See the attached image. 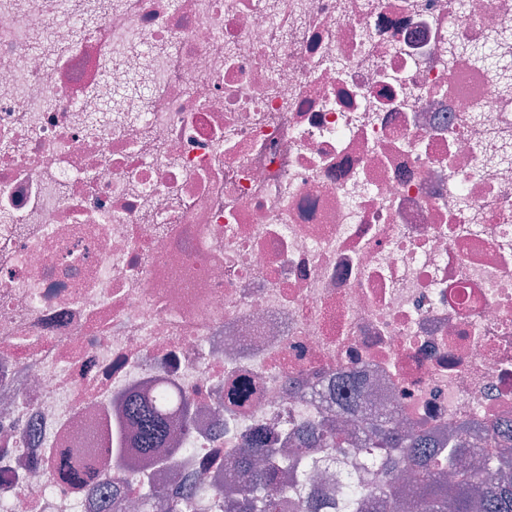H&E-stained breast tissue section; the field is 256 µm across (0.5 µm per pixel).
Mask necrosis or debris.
<instances>
[{
    "label": "necrosis or debris",
    "mask_w": 512,
    "mask_h": 512,
    "mask_svg": "<svg viewBox=\"0 0 512 512\" xmlns=\"http://www.w3.org/2000/svg\"><path fill=\"white\" fill-rule=\"evenodd\" d=\"M153 387L173 493L302 422L368 490L366 423L512 424V0H0V512L138 486L103 410ZM342 435L336 431V429L325 428L321 430L320 435L317 436V439L314 441L316 443L317 448H328L330 450V456H327V463L330 466L341 465L342 458L339 453L344 451V443L346 442V438L342 439ZM335 453V454H333Z\"/></svg>",
    "instance_id": "necrosis-or-debris-1"
}]
</instances>
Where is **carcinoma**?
I'll return each instance as SVG.
<instances>
[{
  "label": "carcinoma",
  "mask_w": 512,
  "mask_h": 512,
  "mask_svg": "<svg viewBox=\"0 0 512 512\" xmlns=\"http://www.w3.org/2000/svg\"><path fill=\"white\" fill-rule=\"evenodd\" d=\"M169 406L153 399V391L141 392L123 404V416L136 426V445L146 457L156 456L169 442ZM346 439L332 428L321 430L316 447L327 448V463L342 464L340 453ZM484 444L492 452L482 456L475 469L457 473L453 481L442 479L466 452L455 437L448 447L429 442L422 435L403 433L386 422L369 429L363 450L378 462L381 487L377 492L342 489L334 499L318 494L314 474L318 461L299 462L286 448H272L264 439L243 449L228 463L235 480L223 485L200 484L195 494L224 502V512H393L397 490L392 482L394 468L388 455L396 457L416 474L410 499L402 502L404 512H512V433L489 434ZM140 512H187L188 501L157 491L153 479L137 490Z\"/></svg>",
  "instance_id": "cac0c4a2"
}]
</instances>
